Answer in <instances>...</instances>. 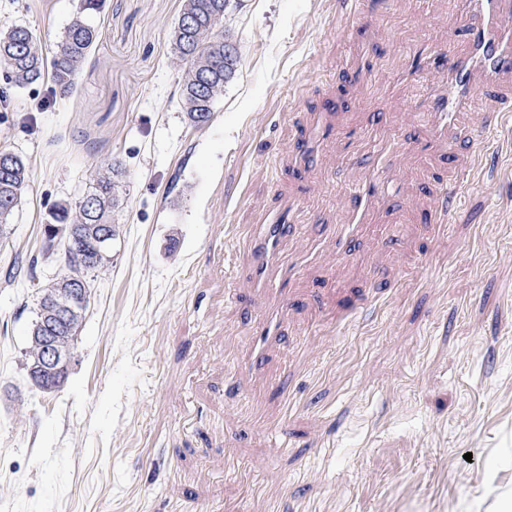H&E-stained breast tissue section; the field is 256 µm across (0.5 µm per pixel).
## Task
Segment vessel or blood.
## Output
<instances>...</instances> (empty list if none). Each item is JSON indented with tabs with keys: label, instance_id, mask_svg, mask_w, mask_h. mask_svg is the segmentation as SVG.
Instances as JSON below:
<instances>
[{
	"label": "vessel or blood",
	"instance_id": "b4317fda",
	"mask_svg": "<svg viewBox=\"0 0 512 512\" xmlns=\"http://www.w3.org/2000/svg\"><path fill=\"white\" fill-rule=\"evenodd\" d=\"M458 6L467 20L468 48L463 52L440 50L444 87L432 116L436 134L448 141L449 156L461 163L465 174L471 177L476 170L460 153L469 144L471 134L460 126L458 116L473 113L477 125L489 128L501 125L505 116L512 114V91L502 88L505 75L512 73V0H459ZM477 77L486 86L501 87L496 107L485 108L479 104L473 84ZM335 133L336 126L329 113L312 114L294 146L293 167H304L309 151ZM395 152L394 146H378L369 163L367 178L347 192L350 221L336 230L337 254L352 255L370 212L380 202L395 197L398 186L388 173V162ZM295 211L292 202L278 206L263 224L246 235L253 259L254 287L272 289L279 295L277 304L258 322L253 345L241 363L242 368L250 371H264L269 346L280 342L284 335L282 314L288 303L285 284L293 268L282 264L280 253L283 242L297 231L293 222Z\"/></svg>",
	"mask_w": 512,
	"mask_h": 512
}]
</instances>
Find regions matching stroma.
<instances>
[{"label": "stroma", "instance_id": "stroma-1", "mask_svg": "<svg viewBox=\"0 0 512 512\" xmlns=\"http://www.w3.org/2000/svg\"><path fill=\"white\" fill-rule=\"evenodd\" d=\"M184 0H103L102 36L71 95L50 79L0 106V149L31 180L0 243V512H479L512 490V116L478 136L480 170L432 224L448 143L408 125L425 46H466L448 0H242L224 31L242 51L210 123L179 98L171 35ZM80 0H0L44 55ZM335 100L338 131L302 171L291 145ZM401 189L336 253L346 189L374 147ZM126 167L110 260L64 386L25 367L56 205L108 158ZM298 204L286 336L264 375L241 369L272 293L243 231Z\"/></svg>", "mask_w": 512, "mask_h": 512}]
</instances>
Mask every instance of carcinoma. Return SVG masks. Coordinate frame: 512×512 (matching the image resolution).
<instances>
[{
  "label": "carcinoma",
  "mask_w": 512,
  "mask_h": 512,
  "mask_svg": "<svg viewBox=\"0 0 512 512\" xmlns=\"http://www.w3.org/2000/svg\"><path fill=\"white\" fill-rule=\"evenodd\" d=\"M226 0H185L180 20L174 27L173 42L179 56L189 63L181 85L183 111L193 125L203 117H211L216 98L224 92V85L235 76L241 64L240 46L234 47L231 58L224 57V44L232 39L216 27V18L224 17ZM100 9V0H81L80 14L76 16L59 41L51 58L44 57L35 33L23 25L0 30V69L6 71V87L0 88V103L8 101L10 89L39 81L46 68H51L52 79L60 93L67 94L75 86L79 68L85 62L101 37L100 30L88 16ZM110 175L97 180L74 206L61 205L52 214L53 227L77 226L78 240L64 250V271L60 277L39 290L46 296L59 291L61 280L70 275L87 276L102 266L108 255L88 263L87 253L96 239L101 225L116 234L114 212L120 206L116 193L119 176L123 174L117 163L109 164ZM30 179V168L23 156L0 152V239L9 234L8 226L21 203ZM86 307L75 305L68 322L56 327H44L42 316H37L29 331V342H39L44 336L76 338L83 322Z\"/></svg>",
  "instance_id": "cac0c4a2"
}]
</instances>
